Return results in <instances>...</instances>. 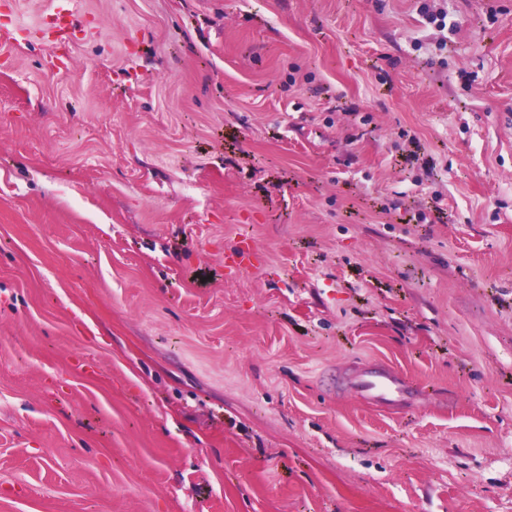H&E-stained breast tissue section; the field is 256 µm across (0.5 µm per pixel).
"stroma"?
Here are the masks:
<instances>
[{"instance_id": "stroma-1", "label": "stroma", "mask_w": 512, "mask_h": 512, "mask_svg": "<svg viewBox=\"0 0 512 512\" xmlns=\"http://www.w3.org/2000/svg\"><path fill=\"white\" fill-rule=\"evenodd\" d=\"M47 6L0 44V512H512V0H77L61 61ZM349 388L363 401L381 407L409 404L416 397L414 388L399 374L371 365L350 380Z\"/></svg>"}]
</instances>
